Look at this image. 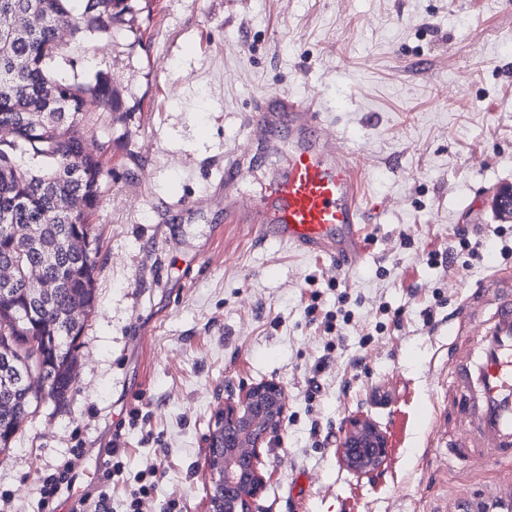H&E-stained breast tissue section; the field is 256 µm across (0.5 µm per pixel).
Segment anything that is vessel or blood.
<instances>
[{
    "label": "vessel or blood",
    "instance_id": "b4317fda",
    "mask_svg": "<svg viewBox=\"0 0 512 512\" xmlns=\"http://www.w3.org/2000/svg\"><path fill=\"white\" fill-rule=\"evenodd\" d=\"M330 108L319 96L299 99L267 93L256 99L245 130L259 142L283 129L288 163L268 178L250 204L237 188L248 157L224 159V221L256 225L266 240L351 267L365 256L362 178L352 152L329 137ZM448 346V405L435 422L455 420L463 430L448 440L454 472L495 465L506 477L495 497L512 512V272L487 276L456 310Z\"/></svg>",
    "mask_w": 512,
    "mask_h": 512
}]
</instances>
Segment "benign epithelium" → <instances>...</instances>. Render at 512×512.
I'll use <instances>...</instances> for the list:
<instances>
[{
  "mask_svg": "<svg viewBox=\"0 0 512 512\" xmlns=\"http://www.w3.org/2000/svg\"><path fill=\"white\" fill-rule=\"evenodd\" d=\"M286 409L282 387L274 381L243 389L224 403L209 434L217 452L205 461L219 487L208 512H253L263 484L254 465L268 437L280 428ZM340 448L347 466L363 475L382 464L386 440L375 422L355 417L349 421ZM356 448H368L370 455L358 458Z\"/></svg>",
  "mask_w": 512,
  "mask_h": 512,
  "instance_id": "1",
  "label": "benign epithelium"
}]
</instances>
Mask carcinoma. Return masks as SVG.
Here are the masks:
<instances>
[{"label":"carcinoma","instance_id":"1","mask_svg":"<svg viewBox=\"0 0 512 512\" xmlns=\"http://www.w3.org/2000/svg\"><path fill=\"white\" fill-rule=\"evenodd\" d=\"M151 0H0V363L26 376L0 386V454L33 407L63 396L77 340L96 302L97 238L91 216L104 194L103 154L89 148L126 113L108 76L66 78V46L110 36ZM67 200L66 212L60 202ZM53 280L52 292L33 284Z\"/></svg>","mask_w":512,"mask_h":512}]
</instances>
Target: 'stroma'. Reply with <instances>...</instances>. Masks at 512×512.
<instances>
[{
    "label": "stroma",
    "mask_w": 512,
    "mask_h": 512,
    "mask_svg": "<svg viewBox=\"0 0 512 512\" xmlns=\"http://www.w3.org/2000/svg\"><path fill=\"white\" fill-rule=\"evenodd\" d=\"M102 72L127 112L97 134L105 193L96 308L64 398L41 402L8 454L0 494L42 512L41 476L70 449L92 476L105 448L126 471L161 478L143 512H207L206 438L225 400L279 383L287 410L261 451L255 512H434L456 480L432 422L444 399L448 318L492 265L512 267V0H155L109 39L71 49L61 68ZM319 95L362 171L363 262L328 258L228 224L224 155L263 176L284 145L255 148L254 98ZM505 236H497V226ZM480 257L449 259L460 230ZM438 253V263L427 261ZM354 318L338 336L305 309ZM387 440L377 470L340 459L350 419Z\"/></svg>",
    "instance_id": "stroma-1"
}]
</instances>
